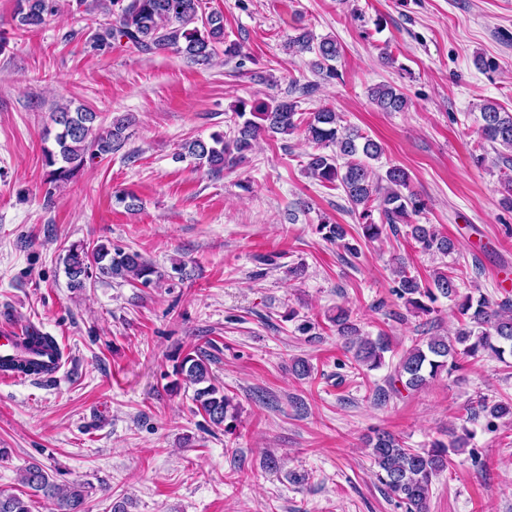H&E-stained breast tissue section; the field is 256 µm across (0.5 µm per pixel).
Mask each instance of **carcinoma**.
Instances as JSON below:
<instances>
[{"label": "carcinoma", "mask_w": 512, "mask_h": 512, "mask_svg": "<svg viewBox=\"0 0 512 512\" xmlns=\"http://www.w3.org/2000/svg\"><path fill=\"white\" fill-rule=\"evenodd\" d=\"M110 21L101 24L95 34L101 46L125 42L140 51L150 53L174 48L195 63H209L216 55L217 46L224 45V55L233 58L240 54L241 45L224 34V16L202 10V0H106L100 5ZM58 0H17L15 19L26 29L38 28L57 16ZM288 45L299 53L314 55L312 68L323 79L337 76L336 60L339 47L336 39L319 40L308 31L288 39ZM370 98L384 112H401L408 100L397 88L379 84L370 89ZM299 101L274 100L257 109L247 110L244 101L233 109L234 131L228 137L215 133L211 140L195 139L183 146L182 156L192 158L200 166L214 172L232 167L251 150L253 142L263 134H292L299 127ZM480 130L484 140L499 145L508 155H499L510 174L503 181L505 195L501 204L512 209V113L502 112L488 103L480 108ZM56 126L54 148L45 149V165L49 167L47 182L55 187L75 178L86 165L105 159L123 148L130 138L127 130L133 125L129 114L112 118L106 128L97 125V113L71 105L57 106L53 114ZM306 138L322 148L309 155L307 171L323 184L342 187L352 211L358 213L363 238L369 242L381 238L384 231L398 230V225L409 228L411 238L426 251L448 254L455 244L436 233L429 224H410L411 216L425 208V202L411 187L409 173L400 167L388 168L385 175L375 178L370 164L362 158L376 160L382 153L380 144L357 130L343 125V118L334 109L323 107L309 113L305 121ZM332 148V153L324 152ZM379 219H374V210ZM64 272L71 287L82 288L86 281L121 278L150 285L164 277L157 267L136 251L114 248L105 243L88 247L72 244L63 260ZM394 295L403 301L406 310L415 315L431 312V304L438 298L454 302L459 322L453 337L430 336L425 342L407 350L394 366L389 381L396 392V383L419 390L442 373L451 374L461 368V362L484 354L502 360L512 355V300L491 303L485 296L474 297L460 291L463 277L454 271H439L431 282L421 281L400 261L394 270ZM336 333L343 339L344 349L360 369H379L385 365V353L390 343L385 335L376 338L360 335L351 321L348 310L339 308L331 317ZM54 339L33 329L25 341V351L17 358H0V370L22 375L43 370L38 357L51 348ZM210 354L195 348L185 354L177 366L183 380L198 386L194 401L209 421L233 429L235 406L224 389L211 383L208 364ZM486 421V429L497 430V421L512 419V401L489 402L482 399L470 410L469 421ZM471 433L448 431V441L434 440L429 448H407L392 433L378 430L369 438L367 447L376 467L375 476L388 497L405 506L406 512H428L433 479L448 467L449 453L468 445ZM21 482L34 496L54 501L56 512H85L84 486L56 483L39 465L27 466ZM0 512H31L29 503L16 494L0 491Z\"/></svg>", "instance_id": "1"}]
</instances>
